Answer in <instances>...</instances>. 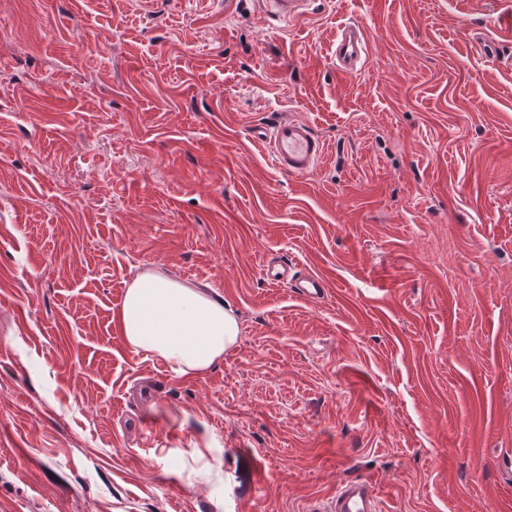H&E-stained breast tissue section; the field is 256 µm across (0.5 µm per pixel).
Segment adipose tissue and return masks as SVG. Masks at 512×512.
Masks as SVG:
<instances>
[{
    "instance_id": "obj_1",
    "label": "adipose tissue",
    "mask_w": 512,
    "mask_h": 512,
    "mask_svg": "<svg viewBox=\"0 0 512 512\" xmlns=\"http://www.w3.org/2000/svg\"><path fill=\"white\" fill-rule=\"evenodd\" d=\"M115 320L127 345L169 363L180 375H200L236 345L240 324L212 289L148 268L126 288Z\"/></svg>"
}]
</instances>
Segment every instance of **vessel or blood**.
I'll return each instance as SVG.
<instances>
[{
  "instance_id": "b4317fda",
  "label": "vessel or blood",
  "mask_w": 512,
  "mask_h": 512,
  "mask_svg": "<svg viewBox=\"0 0 512 512\" xmlns=\"http://www.w3.org/2000/svg\"><path fill=\"white\" fill-rule=\"evenodd\" d=\"M261 3L266 14L288 20L307 16L311 0H261ZM335 44L337 71L356 73L368 52L363 31L354 24L344 25L336 33ZM264 140L273 166L289 176L310 173L326 152L324 142L308 124L291 118L279 121L265 132ZM263 274L272 283L290 284L309 302L323 301L330 292V284L323 275L295 272L285 263L266 266ZM313 512H382L381 498L372 480L354 479L338 488Z\"/></svg>"
}]
</instances>
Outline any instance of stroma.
<instances>
[{
  "instance_id": "1",
  "label": "stroma",
  "mask_w": 512,
  "mask_h": 512,
  "mask_svg": "<svg viewBox=\"0 0 512 512\" xmlns=\"http://www.w3.org/2000/svg\"><path fill=\"white\" fill-rule=\"evenodd\" d=\"M509 19L0 0V512H309L359 477L384 512H512V37L474 48ZM285 118L328 148L308 175L252 136ZM153 267L234 310L208 373L126 345ZM335 44L336 71L349 75L358 72L368 52L367 38L360 27L345 24L336 32ZM293 267L288 263H279L277 265H267L263 268V274L267 280L274 284L283 283L291 288H296L300 297L308 302H321L330 293V284L328 280L317 272L300 273L294 271L288 280V275Z\"/></svg>"
}]
</instances>
